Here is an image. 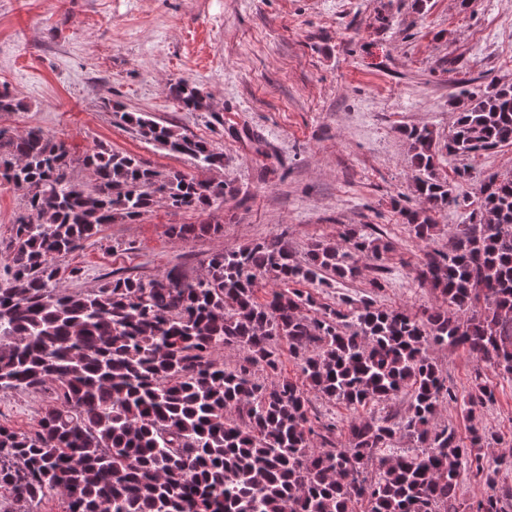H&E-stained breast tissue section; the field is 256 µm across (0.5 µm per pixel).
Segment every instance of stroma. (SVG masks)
<instances>
[{
  "instance_id": "stroma-1",
  "label": "stroma",
  "mask_w": 512,
  "mask_h": 512,
  "mask_svg": "<svg viewBox=\"0 0 512 512\" xmlns=\"http://www.w3.org/2000/svg\"><path fill=\"white\" fill-rule=\"evenodd\" d=\"M461 75L471 92L512 82V0H0V86L23 104L0 112L1 133L38 127L76 153L101 144L233 189L218 207L160 203L104 225L58 263L75 291L174 268L192 279L214 251L273 237L300 260L313 243H341L348 226L368 224L390 251L362 260L356 279L303 291L333 307L369 299L412 316L436 306L419 277L424 252L450 251V229L467 223L481 182L512 175V145L464 161L441 155L437 176L458 183L468 204L437 212L426 243L405 224L400 210L416 200L402 132L425 126L447 140ZM181 79L203 90L209 110L187 111L168 94ZM115 103L210 142L223 168L143 140L113 116ZM22 211L21 191L0 182V279ZM174 224L221 231L179 240ZM431 356L452 389L479 377L493 390L477 424L494 438L489 454L512 453V375L476 367L460 349ZM43 405L31 391H0V423L34 430Z\"/></svg>"
}]
</instances>
